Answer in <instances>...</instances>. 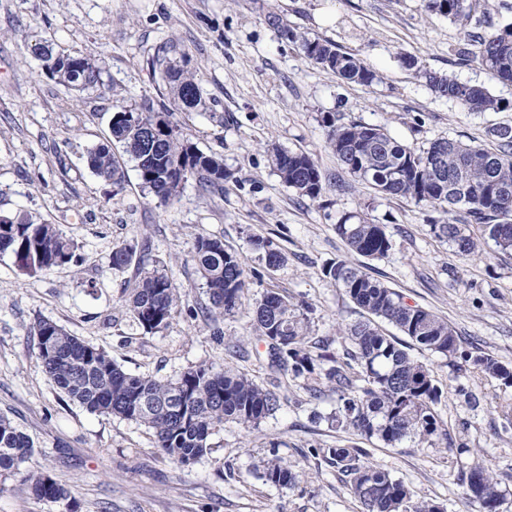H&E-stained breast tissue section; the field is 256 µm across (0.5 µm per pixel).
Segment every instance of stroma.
I'll list each match as a JSON object with an SVG mask.
<instances>
[{
	"label": "stroma",
	"mask_w": 512,
	"mask_h": 512,
	"mask_svg": "<svg viewBox=\"0 0 512 512\" xmlns=\"http://www.w3.org/2000/svg\"><path fill=\"white\" fill-rule=\"evenodd\" d=\"M272 12L302 35L355 54L378 83L363 87L311 64L269 24ZM472 29V22L427 13L423 0H0V214L56 225L80 258L28 276L0 256V413L34 444L26 469L65 483L78 512H360L345 475L315 454L359 441L328 422L335 394L311 397L307 379L290 381L272 368L250 320L255 299L279 290L311 306L310 347L342 353L341 336L362 312L325 277L336 260L447 320L462 349L512 366V254L484 240L475 254L458 255L432 232L426 206L378 195L343 169L324 123L332 114L345 124L379 125L417 149L439 138L492 145L494 128L512 126V83L468 56ZM170 41L202 91L197 110H176L152 77L158 47ZM42 45L94 54L99 83L79 92L48 79L33 54ZM409 56L486 87L504 109L471 112L436 97L406 66ZM147 99L157 111H173L199 150L223 159L233 174L223 193L203 195L190 182L162 205L142 187L110 121L117 106ZM271 141L317 162L327 178L320 198L300 196L280 179L266 151ZM101 144L111 145L125 172L121 187L87 164L88 151ZM349 215L385 225L392 247L384 257L348 251L336 226ZM200 234L221 238L248 273L242 308L211 323L189 314L208 300L191 258ZM256 237L284 254L280 267L267 266ZM126 242L149 243L181 296L168 325L152 334L119 308L136 269L114 270L111 254ZM42 320L104 349L134 375L167 380L200 363L236 367L278 390L281 407L250 431L225 424L208 454L177 465L144 427L89 413L56 387L38 357L34 328ZM407 351L443 390L438 412L449 443L374 442L369 462L415 499L445 512H481L464 493L462 468L482 460L505 493L500 512H512V387L467 365L448 366L418 345ZM274 455L302 472L294 487L267 483L256 470ZM62 510L36 502L20 476L0 477V512Z\"/></svg>",
	"instance_id": "35a3bbf8"
}]
</instances>
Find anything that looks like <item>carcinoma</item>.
<instances>
[{
  "mask_svg": "<svg viewBox=\"0 0 512 512\" xmlns=\"http://www.w3.org/2000/svg\"><path fill=\"white\" fill-rule=\"evenodd\" d=\"M425 11L449 18H471L470 0H424ZM268 22L281 36L298 47L303 56L336 77L361 86L377 80L376 72L355 55L341 51L328 40L310 39L298 33L279 14ZM479 63L498 79L512 83V24L490 33L471 35ZM174 43L162 46L152 61L154 72L174 103L193 109L202 103L192 75L171 61ZM35 56L43 74L55 83L84 90L100 81L97 59L71 55L48 46ZM440 98L455 101L473 112L498 111L505 104L482 86L459 82L445 74L406 60ZM172 113L157 112L145 101L135 107L119 105L112 114V137L135 161L142 186L162 203L178 199L188 181L202 194L224 192L232 173L223 159L201 152L176 123ZM155 125L160 148L150 154L139 142V127ZM328 145L350 174L365 181L379 194L410 199L435 213L430 218L435 234L462 256L471 255L476 243L456 224L455 213L480 226L484 238L503 252L512 251V126L493 129L495 147L481 148L453 139H437L417 150L395 140L384 127L361 123L343 124L329 116ZM271 163L281 180L311 200L325 190V177L317 163L302 152L271 148ZM94 173L114 185L124 180L111 147L100 145L89 152ZM336 233L348 249L376 259L387 254L392 238L382 224L344 218ZM265 253L266 264L277 268L284 255L253 239ZM130 243L112 249L115 270L137 262V272L125 288L121 308L143 329L153 333L165 327L179 305L178 288L166 269L148 265L136 257ZM9 254L26 275L48 272L78 263L76 246L59 227L27 216H0V255ZM192 260L207 288L208 302L190 310L204 321L232 316L242 305L247 275L239 255L224 243L204 234L195 237ZM324 274L341 288L367 317L350 324L345 332L343 357L312 355L305 349L310 307L296 304L278 291L268 290L252 308L251 322L260 340L268 344L277 366L294 378L324 373L336 393V408L328 421L367 440L393 446L410 439L419 445L448 441V433L435 406L442 391L429 369L412 359L394 337L385 335L378 321L394 325L422 349L445 359L469 363L482 372L512 385V368L489 354L473 355L460 349L455 330L433 312L410 306L393 289L344 260L331 263ZM38 355L47 376L73 402L91 413L112 415L147 428L154 447L177 464L188 465L210 449L213 432L228 422L245 430L257 428L280 407L279 394L257 384L232 367L200 364L175 380H161L127 373L105 350L69 334L51 321L35 327ZM33 452V442L8 416L0 414V476L18 474ZM318 452L349 479L350 491L362 512H444L432 502L413 500L408 487L379 465L364 461V449L351 445L320 448ZM269 483L282 488L295 485L297 475L278 457L255 466ZM463 484L483 512H500L503 492L493 471L483 462L470 464L462 473ZM23 481L38 501L66 503V512H77L68 488L43 472H29Z\"/></svg>",
  "mask_w": 512,
  "mask_h": 512,
  "instance_id": "obj_1",
  "label": "carcinoma"
}]
</instances>
